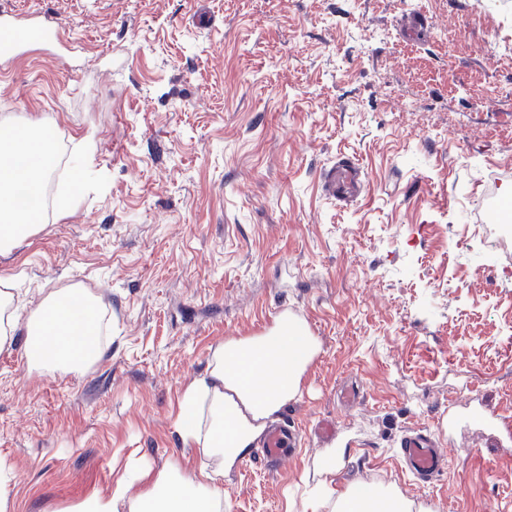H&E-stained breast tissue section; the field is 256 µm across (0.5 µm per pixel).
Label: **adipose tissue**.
<instances>
[{"mask_svg":"<svg viewBox=\"0 0 512 512\" xmlns=\"http://www.w3.org/2000/svg\"><path fill=\"white\" fill-rule=\"evenodd\" d=\"M0 257H10L39 224L11 204L9 188L15 181L10 162L24 152L39 161L30 171L37 185L48 182L55 159L47 126L31 123L16 131L14 120L0 117ZM94 305V297L72 286L48 293L38 309L20 316L14 306L9 279L0 278V350L13 346L25 334V357L30 367L46 373L80 371L106 353L92 320L69 311L70 300ZM320 352V343L299 318L279 313L272 325L251 336L232 337L216 345L203 373L189 383L173 425L184 447L200 449L203 460L194 475L173 463L155 471L141 466L129 472L106 494H92L68 512H223L222 483L232 469L264 438L275 414L302 392L308 368ZM142 486L129 496V483ZM329 512H412L413 504L395 489L357 486L325 501Z\"/></svg>","mask_w":512,"mask_h":512,"instance_id":"1","label":"adipose tissue"}]
</instances>
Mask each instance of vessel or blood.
<instances>
[{
	"instance_id": "b4317fda",
	"label": "vessel or blood",
	"mask_w": 512,
	"mask_h": 512,
	"mask_svg": "<svg viewBox=\"0 0 512 512\" xmlns=\"http://www.w3.org/2000/svg\"><path fill=\"white\" fill-rule=\"evenodd\" d=\"M52 51L59 62H67L76 44L50 15L38 12L19 14L0 11V68L26 54L34 44ZM301 435L294 425L271 426L263 440L268 463L279 465L287 459L289 449L299 447ZM399 457L419 484L431 483L447 464L448 456L438 438L421 429L406 431L398 441Z\"/></svg>"
}]
</instances>
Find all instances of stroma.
I'll return each mask as SVG.
<instances>
[{
    "label": "stroma",
    "mask_w": 512,
    "mask_h": 512,
    "mask_svg": "<svg viewBox=\"0 0 512 512\" xmlns=\"http://www.w3.org/2000/svg\"><path fill=\"white\" fill-rule=\"evenodd\" d=\"M56 17L83 47L0 73V114L50 120L52 206L74 140L97 152L75 207L6 259L29 313L79 285L112 320L90 369L0 351L9 512H64L134 465L194 470L173 426L226 339L301 315L321 352L279 419L306 434L224 478V512H326L354 485L431 512H512V241L486 194L512 187V0H0ZM349 161V202L324 181ZM324 422L335 432L318 439ZM438 431L448 467L421 485L397 456ZM336 475H319L327 448Z\"/></svg>",
    "instance_id": "1"
}]
</instances>
